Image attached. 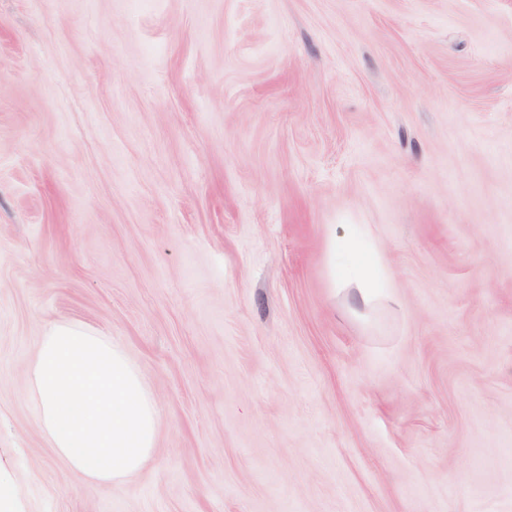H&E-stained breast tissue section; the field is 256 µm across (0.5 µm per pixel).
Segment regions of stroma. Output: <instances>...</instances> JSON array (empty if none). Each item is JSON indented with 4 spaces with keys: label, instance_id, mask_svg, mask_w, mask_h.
I'll return each instance as SVG.
<instances>
[{
    "label": "stroma",
    "instance_id": "stroma-1",
    "mask_svg": "<svg viewBox=\"0 0 512 512\" xmlns=\"http://www.w3.org/2000/svg\"><path fill=\"white\" fill-rule=\"evenodd\" d=\"M53 321L157 403L126 481L23 394ZM0 469L20 512H512V0H0ZM357 274L359 278V292L362 298L370 296L376 288H382L377 266L374 262L360 258L357 266Z\"/></svg>",
    "mask_w": 512,
    "mask_h": 512
}]
</instances>
